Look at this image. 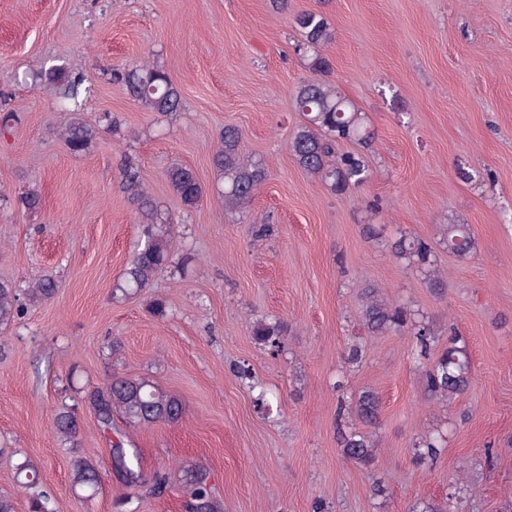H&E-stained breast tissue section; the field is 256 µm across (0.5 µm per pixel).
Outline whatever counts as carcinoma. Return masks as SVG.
<instances>
[{
	"label": "carcinoma",
	"mask_w": 512,
	"mask_h": 512,
	"mask_svg": "<svg viewBox=\"0 0 512 512\" xmlns=\"http://www.w3.org/2000/svg\"><path fill=\"white\" fill-rule=\"evenodd\" d=\"M306 52L310 54L312 76L302 80L295 89L294 103L302 121L289 143V152L296 164L308 175L324 184L331 192L349 195L364 186L372 176L368 154L376 142V130L368 113L355 105L323 73L328 62L319 49L334 40L327 19L319 11H305L294 18ZM123 84L131 98L149 112L172 113L181 110V94L169 76L147 63L136 64L113 74ZM46 86L56 89L59 97L81 109V79L64 66L52 67L40 74ZM104 129L76 117L63 132V140L74 154L87 152ZM219 194L224 210L244 217L249 205L267 180L269 170L262 159L243 153L242 132L227 125L219 133V146L212 156ZM120 189L128 202L144 217L143 242L134 259L114 282L112 298L126 300L149 288L155 278L171 263L170 248L173 227L158 214L154 202L140 179L134 162L126 157L121 163ZM170 189L189 208L199 205L204 190L193 169L171 166L166 174ZM440 243L448 253L460 260L472 257L475 242L466 224L454 220L441 227ZM391 254L415 267L435 292L442 291L444 278L437 268L434 248L427 241L402 235L389 243ZM56 292L53 278L42 276L21 290L13 283L0 281V327H8L19 319L26 306L51 299ZM362 301L361 321L372 336L406 331L412 337L413 361L421 374L425 392L431 396L453 399L468 390L472 380L471 356L461 337L448 333L446 347L436 356L431 352L439 337L433 324L415 318L411 311L387 302L379 286L364 282L359 289ZM288 322L270 318L258 320L252 327L253 336L265 347H279L288 335ZM80 401L94 413L105 432H112L113 418L119 415L126 427L136 429L157 422L176 423L182 419L184 405L180 398L162 390L149 376H117L103 386H86L80 391ZM379 396L365 390L349 407L348 414L366 426L380 422ZM57 437L71 448L80 445L82 422L75 409L63 408L55 415ZM343 458L357 466L368 468L376 461V446L367 433L356 427L338 431ZM447 447V439L430 432L418 439L411 452L415 464L435 461ZM112 459L123 481L134 486L142 483L137 470V449L113 444ZM74 490L91 497L100 484V473L94 456L78 451L71 462ZM179 483L186 493L185 512H224V504L209 486L207 468L196 462L178 467ZM17 485L27 488L40 479L38 466L26 458L15 465ZM29 512H55L50 494L42 492L30 499ZM412 512H459L457 496L448 495L443 505L420 501Z\"/></svg>",
	"instance_id": "carcinoma-1"
}]
</instances>
